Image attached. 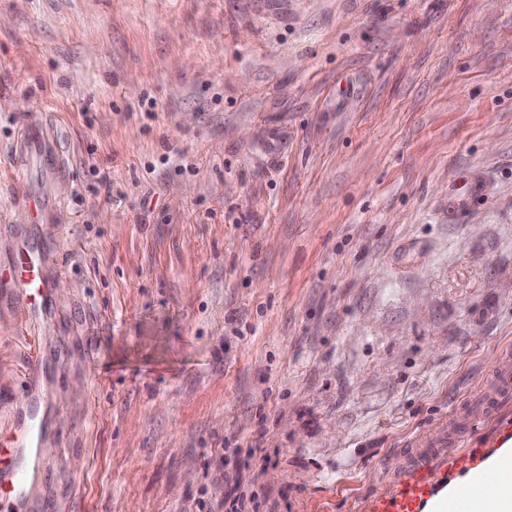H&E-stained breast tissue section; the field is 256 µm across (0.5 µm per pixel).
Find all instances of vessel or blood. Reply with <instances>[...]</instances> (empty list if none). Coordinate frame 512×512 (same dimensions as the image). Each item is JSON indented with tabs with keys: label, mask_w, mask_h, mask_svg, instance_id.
Masks as SVG:
<instances>
[{
	"label": "vessel or blood",
	"mask_w": 512,
	"mask_h": 512,
	"mask_svg": "<svg viewBox=\"0 0 512 512\" xmlns=\"http://www.w3.org/2000/svg\"><path fill=\"white\" fill-rule=\"evenodd\" d=\"M41 111L28 112L20 127L14 155L15 174H27L32 164L55 173L66 169L63 154L52 149ZM0 290L13 299L26 320L44 319L52 308V282L47 276L45 252L31 243L18 245L5 266H0ZM47 366L39 355H30L23 376L29 405L15 417L12 428L0 432V512H34L30 487L40 474V441L47 399L42 386ZM512 404V359L503 358L482 396L486 413ZM471 423L466 411L454 410L440 422L430 438L412 437L403 445V463L393 472L394 494L376 497L369 512H418L430 493L432 475L448 464L465 461Z\"/></svg>",
	"instance_id": "b4317fda"
}]
</instances>
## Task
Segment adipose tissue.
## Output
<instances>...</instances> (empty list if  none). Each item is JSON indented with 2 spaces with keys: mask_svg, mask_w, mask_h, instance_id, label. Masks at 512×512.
<instances>
[{
  "mask_svg": "<svg viewBox=\"0 0 512 512\" xmlns=\"http://www.w3.org/2000/svg\"><path fill=\"white\" fill-rule=\"evenodd\" d=\"M466 488L472 491L466 512H512V442L482 464L479 476L449 484L445 493L427 504L426 512H446L448 501Z\"/></svg>",
  "mask_w": 512,
  "mask_h": 512,
  "instance_id": "ef3b65f1",
  "label": "adipose tissue"
}]
</instances>
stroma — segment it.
<instances>
[{
  "label": "stroma",
  "mask_w": 512,
  "mask_h": 512,
  "mask_svg": "<svg viewBox=\"0 0 512 512\" xmlns=\"http://www.w3.org/2000/svg\"><path fill=\"white\" fill-rule=\"evenodd\" d=\"M40 110L67 157L35 224L11 166ZM467 199L458 217L454 196ZM0 429L49 365L66 512H368L404 441L512 353V0H0ZM0 288L28 321L44 319L52 308V282L47 276L45 251L32 243L18 245L8 265L0 266Z\"/></svg>",
  "instance_id": "1"
}]
</instances>
